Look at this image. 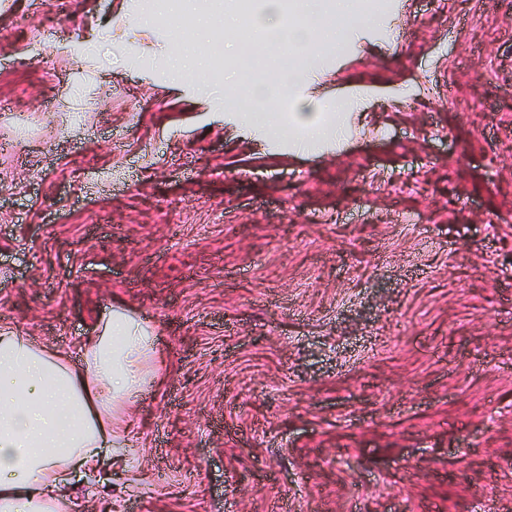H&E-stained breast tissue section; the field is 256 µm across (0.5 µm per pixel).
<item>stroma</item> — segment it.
<instances>
[{
    "instance_id": "35a3bbf8",
    "label": "stroma",
    "mask_w": 512,
    "mask_h": 512,
    "mask_svg": "<svg viewBox=\"0 0 512 512\" xmlns=\"http://www.w3.org/2000/svg\"><path fill=\"white\" fill-rule=\"evenodd\" d=\"M356 2L267 100L266 7L0 0V324L161 338L69 512H512V0ZM354 107L353 100L340 102L336 105V125L320 126L319 120L313 115H307L301 128L302 133H308V137L315 141L337 139L343 130V117L345 113Z\"/></svg>"
}]
</instances>
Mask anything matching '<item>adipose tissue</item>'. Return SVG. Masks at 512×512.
Instances as JSON below:
<instances>
[{
	"label": "adipose tissue",
	"mask_w": 512,
	"mask_h": 512,
	"mask_svg": "<svg viewBox=\"0 0 512 512\" xmlns=\"http://www.w3.org/2000/svg\"><path fill=\"white\" fill-rule=\"evenodd\" d=\"M159 338L146 322L113 311L63 350L0 325V512H64L71 472L96 473L102 455L128 447L123 408L141 397Z\"/></svg>",
	"instance_id": "ef3b65f1"
}]
</instances>
